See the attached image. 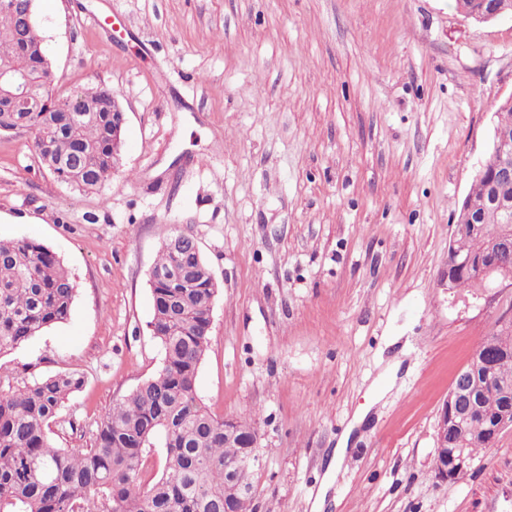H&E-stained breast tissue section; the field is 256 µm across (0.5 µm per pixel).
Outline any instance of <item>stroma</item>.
I'll list each match as a JSON object with an SVG mask.
<instances>
[{"instance_id": "obj_1", "label": "stroma", "mask_w": 512, "mask_h": 512, "mask_svg": "<svg viewBox=\"0 0 512 512\" xmlns=\"http://www.w3.org/2000/svg\"><path fill=\"white\" fill-rule=\"evenodd\" d=\"M37 18L57 89L109 84L127 118L92 190L0 132V238L38 240L77 286L67 322L0 354L19 385L82 378L54 444L89 446L160 368L148 274L180 231L219 287L196 393L252 411L257 512H512V428L464 477L433 473L452 379L496 319L449 306L444 262L512 95V19L454 0H37Z\"/></svg>"}]
</instances>
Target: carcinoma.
I'll use <instances>...</instances> for the list:
<instances>
[{
	"label": "carcinoma",
	"mask_w": 512,
	"mask_h": 512,
	"mask_svg": "<svg viewBox=\"0 0 512 512\" xmlns=\"http://www.w3.org/2000/svg\"><path fill=\"white\" fill-rule=\"evenodd\" d=\"M28 7V0L0 7V62L22 63L32 75V97L53 98L66 111L0 112V128L31 130L38 158L59 180L95 189L118 165L112 139L116 95L103 83L55 94L41 74L45 49L37 25L22 21ZM497 112L495 131L512 142V105L502 101ZM509 234L512 224L500 223L492 210L476 227H457L447 265L459 290L480 294L495 287L496 275L481 278L457 267L455 254L489 267L496 256L488 243ZM170 241L164 240L151 270L149 327L163 349L162 366L99 418L90 447L59 448L49 437L81 378L61 372L20 386L0 374V512H224L226 497L236 512H256L258 471L248 476V494L229 480L247 449L224 443V418L196 395L218 287L200 252L189 245L175 251ZM75 297V283L57 253L27 238L0 240V353L67 321ZM487 340L498 377L512 382V318L495 321ZM476 399L479 413L460 433L473 452L485 447L486 429L512 407V396L497 391L480 389ZM157 448L163 449V466L149 476Z\"/></svg>",
	"instance_id": "carcinoma-1"
}]
</instances>
